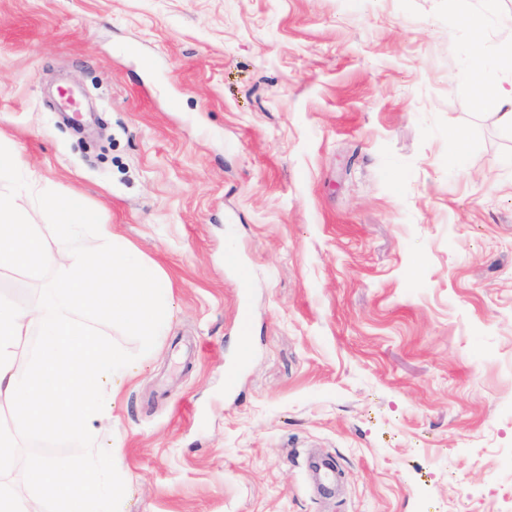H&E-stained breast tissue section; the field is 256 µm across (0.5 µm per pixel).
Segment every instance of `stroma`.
Listing matches in <instances>:
<instances>
[{
    "label": "stroma",
    "mask_w": 512,
    "mask_h": 512,
    "mask_svg": "<svg viewBox=\"0 0 512 512\" xmlns=\"http://www.w3.org/2000/svg\"><path fill=\"white\" fill-rule=\"evenodd\" d=\"M469 7L479 61L456 0H0V140L172 285L95 425L124 512H512V133L471 90L512 0ZM462 8L460 10L459 18L464 21L466 27L469 31L473 33V41L471 43V51L476 55H481L483 53L484 47L483 43L480 39L479 33L482 28V19L480 16L475 15L467 11L466 4L468 0H461Z\"/></svg>",
    "instance_id": "stroma-1"
}]
</instances>
